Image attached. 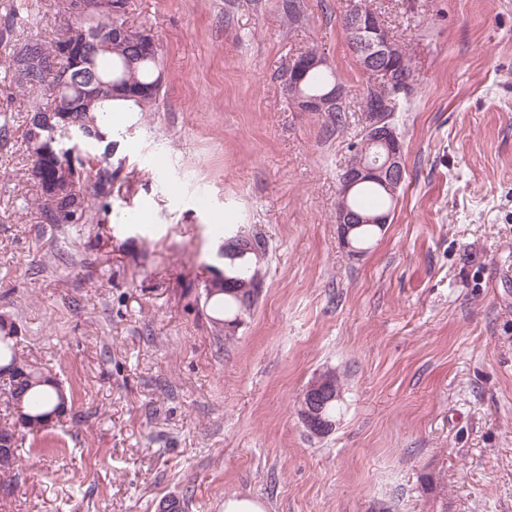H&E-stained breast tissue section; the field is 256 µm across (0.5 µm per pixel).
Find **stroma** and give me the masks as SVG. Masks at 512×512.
I'll return each mask as SVG.
<instances>
[{"instance_id":"stroma-1","label":"stroma","mask_w":512,"mask_h":512,"mask_svg":"<svg viewBox=\"0 0 512 512\" xmlns=\"http://www.w3.org/2000/svg\"><path fill=\"white\" fill-rule=\"evenodd\" d=\"M371 2L417 76L392 115L405 181L358 257L335 219L366 85L344 0H129L162 88L113 119L112 195L83 224L34 204L40 92L11 84L0 42V314L73 394L0 512H512V0ZM65 6L27 0L16 39L56 37ZM311 47L346 91L343 129L284 92ZM221 224L269 243L229 338L204 295ZM327 370L342 401L317 437L297 406Z\"/></svg>"}]
</instances>
